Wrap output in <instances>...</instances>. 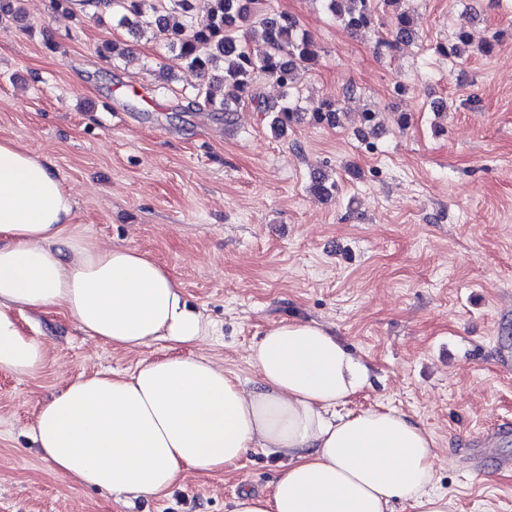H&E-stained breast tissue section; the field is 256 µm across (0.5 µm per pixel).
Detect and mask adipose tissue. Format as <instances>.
Segmentation results:
<instances>
[{
  "instance_id": "obj_1",
  "label": "adipose tissue",
  "mask_w": 512,
  "mask_h": 512,
  "mask_svg": "<svg viewBox=\"0 0 512 512\" xmlns=\"http://www.w3.org/2000/svg\"><path fill=\"white\" fill-rule=\"evenodd\" d=\"M54 165L0 138V370L31 375L45 345L19 317L58 309L125 353L171 354L97 372L43 403L30 438L60 474L115 496L160 497L189 471L222 473L253 449L284 470L270 491L242 489L231 512H456L435 492L436 443L408 415L348 410L370 370L327 325L270 322L242 381L198 345L210 322L159 262L92 240Z\"/></svg>"
}]
</instances>
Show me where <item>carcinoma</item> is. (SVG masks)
<instances>
[{
    "mask_svg": "<svg viewBox=\"0 0 512 512\" xmlns=\"http://www.w3.org/2000/svg\"><path fill=\"white\" fill-rule=\"evenodd\" d=\"M326 10L346 28L369 29L377 24L378 13L392 10V27L379 44L395 50L414 41L417 35L414 15L399 8L400 0H322ZM112 16L123 27L167 43L184 65L193 85L189 109H208L229 118L232 107L258 102L260 111L271 115V128L287 129L301 117L299 99L294 97L299 71L316 63L317 45L296 18L276 9L273 0H112ZM202 11L209 22L193 24V13ZM472 44L469 32L459 30L435 51L449 59H461ZM220 73L224 98L217 100L201 80ZM263 76L280 89V99L260 100L256 79ZM343 107L337 100L325 101L312 113L315 123L338 124ZM310 190L330 197L337 184L328 182L322 171L312 178Z\"/></svg>",
    "mask_w": 512,
    "mask_h": 512,
    "instance_id": "obj_1",
    "label": "carcinoma"
}]
</instances>
